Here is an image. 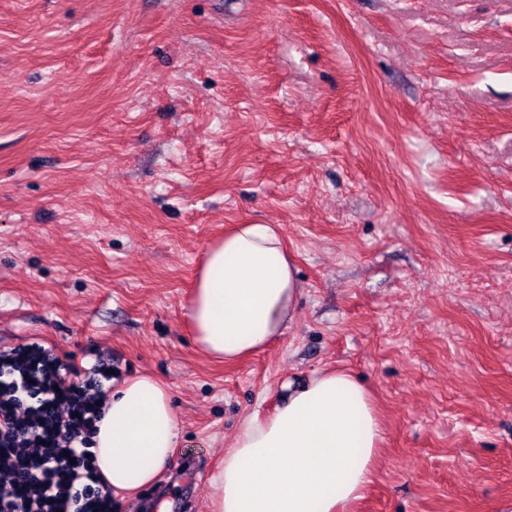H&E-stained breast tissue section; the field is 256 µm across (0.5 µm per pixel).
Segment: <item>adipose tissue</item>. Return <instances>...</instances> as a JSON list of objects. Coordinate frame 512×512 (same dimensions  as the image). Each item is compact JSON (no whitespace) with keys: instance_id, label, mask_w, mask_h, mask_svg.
<instances>
[{"instance_id":"adipose-tissue-1","label":"adipose tissue","mask_w":512,"mask_h":512,"mask_svg":"<svg viewBox=\"0 0 512 512\" xmlns=\"http://www.w3.org/2000/svg\"><path fill=\"white\" fill-rule=\"evenodd\" d=\"M300 288L274 224H239L208 246L189 318L211 356L234 360L281 336ZM97 425L96 467L113 496L151 486L176 445L165 386L128 379L109 394ZM382 426L350 373L314 376L267 418L242 423L212 477L215 512H348L375 476Z\"/></svg>"}]
</instances>
